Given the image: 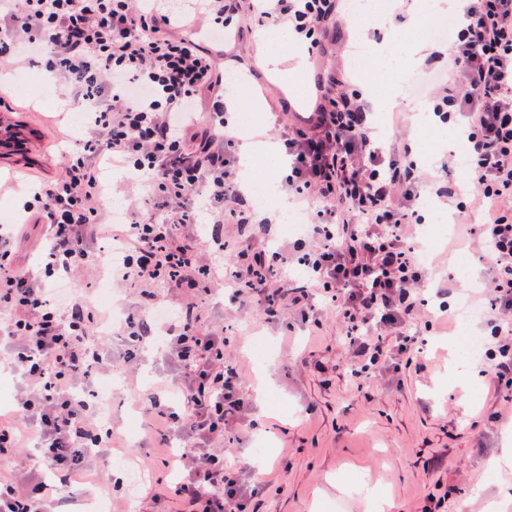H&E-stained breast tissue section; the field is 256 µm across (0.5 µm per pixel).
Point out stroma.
Masks as SVG:
<instances>
[{"instance_id":"stroma-1","label":"stroma","mask_w":512,"mask_h":512,"mask_svg":"<svg viewBox=\"0 0 512 512\" xmlns=\"http://www.w3.org/2000/svg\"><path fill=\"white\" fill-rule=\"evenodd\" d=\"M388 14L387 0L344 9L329 28L325 53L311 55L309 65L365 91L373 123L390 147L411 145L422 166L450 161L454 177L462 178L458 162L466 144L458 130L436 121L431 132L422 133L414 114L420 101L401 90L405 77L426 79L422 65L408 63L403 54L385 60L370 51L372 43L398 34L408 43L420 38L407 22H388ZM228 48L234 57L223 64L224 94L240 100L242 71L256 51L251 32L237 34ZM276 77L268 87L253 81L257 124L239 127L241 139L253 140L270 113L280 111L288 87L298 83L293 70ZM393 94L398 105L382 108V100ZM40 95L35 86L19 91L0 85V109L23 129L18 145L0 146V225H14L10 247L16 263L31 270L41 262L45 227L26 219L20 197L30 184L58 178L62 150L90 134L59 110L42 107ZM446 215L456 235L435 246L429 268L432 278L450 285L446 308L421 305L412 359L396 355L394 335L382 336L385 352L366 373L341 315L327 304H318L306 320L288 304L279 321H267L252 301L225 290L219 261L214 278L196 287L158 288L164 308L193 305L199 332L224 331V360L236 366L238 388L247 399L241 424L224 434V450L243 483L262 496L263 512H377L376 500L361 490L366 482L389 501V512H425L434 496L444 497L443 512H512V499L498 497L500 486L512 485V470L488 466L512 435V394L494 384L495 341L488 320L468 328L483 336L487 348L479 372L464 375L455 357L463 331L457 302L469 287L489 280L490 263L476 224L460 223L453 209ZM460 248L468 259L463 277L456 268ZM150 423V413L122 385H113L115 446L99 449L88 462L90 470H106L110 480L81 485L76 503L104 499L111 512H156L154 495L177 473L162 464L166 449L146 447ZM117 451L146 459L136 487H129L124 470L108 466ZM339 478L347 485L342 494L330 486Z\"/></svg>"}]
</instances>
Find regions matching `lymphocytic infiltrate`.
Returning <instances> with one entry per match:
<instances>
[{
	"instance_id": "f902f5d3",
	"label": "lymphocytic infiltrate",
	"mask_w": 512,
	"mask_h": 512,
	"mask_svg": "<svg viewBox=\"0 0 512 512\" xmlns=\"http://www.w3.org/2000/svg\"><path fill=\"white\" fill-rule=\"evenodd\" d=\"M0 0V62L44 56L65 95L94 119V133L66 153L65 172L33 189L26 212L50 227L38 271H22L10 250H0V359L22 379L11 417L0 419V448L16 462L22 433L33 430L39 459L56 478L29 481L0 472V512H51L82 480V464L112 445L89 394L112 373V338L120 336L124 366H131L149 337L143 320L127 318L116 335L100 333L97 308L48 298L45 281L106 264L95 241L111 225L102 206L106 186L99 158L128 168L145 194L125 202L127 223L112 239L124 247L110 275L138 286L148 308L154 288L193 285V273L210 272L208 251L194 232L200 219L254 224L269 217L248 206L237 181L234 142L225 131L233 115L224 100L218 55L190 27L206 18L212 34L274 26L289 39L323 51L326 24L343 0ZM456 33L450 60L428 61L440 90L421 87L426 109L465 137L468 200L443 185L445 166L421 168L411 148L381 143L359 89L330 78L304 124L283 129L276 143L287 160L289 200L310 204L312 234L302 245L304 285L283 273L288 255L245 245L227 277L235 294L271 310L291 300L310 310V288L339 305L352 330L378 322L400 332L397 351L412 354L404 334L427 274L403 244V227L418 223L425 192L458 210L478 205L480 234L493 272L491 331L497 345L498 385L512 390V0H454L448 10ZM207 112H200L202 94ZM192 308L182 309L167 343L180 374L174 385L140 394L154 413L153 447L180 437V476L155 495L179 512H240L235 470L215 444L242 411L236 368L224 363V335L199 333Z\"/></svg>"
}]
</instances>
